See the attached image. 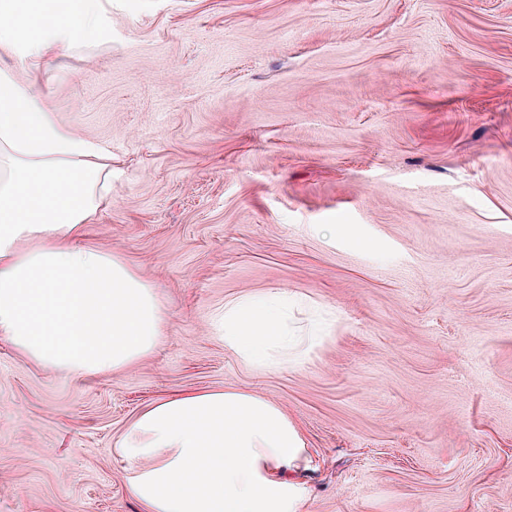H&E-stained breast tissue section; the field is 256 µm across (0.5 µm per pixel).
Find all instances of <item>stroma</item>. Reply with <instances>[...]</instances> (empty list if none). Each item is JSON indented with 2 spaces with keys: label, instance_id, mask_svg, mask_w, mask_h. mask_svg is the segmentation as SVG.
<instances>
[{
  "label": "stroma",
  "instance_id": "35a3bbf8",
  "mask_svg": "<svg viewBox=\"0 0 512 512\" xmlns=\"http://www.w3.org/2000/svg\"><path fill=\"white\" fill-rule=\"evenodd\" d=\"M95 29L37 87L111 145L89 241L167 322L85 380L0 339V512H140L124 430L227 385L302 427L308 512H512V0H101ZM260 292L335 322L252 368L212 316Z\"/></svg>",
  "mask_w": 512,
  "mask_h": 512
}]
</instances>
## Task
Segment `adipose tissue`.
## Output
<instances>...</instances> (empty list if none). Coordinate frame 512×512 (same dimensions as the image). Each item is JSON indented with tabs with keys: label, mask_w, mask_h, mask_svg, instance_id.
Instances as JSON below:
<instances>
[{
	"label": "adipose tissue",
	"mask_w": 512,
	"mask_h": 512,
	"mask_svg": "<svg viewBox=\"0 0 512 512\" xmlns=\"http://www.w3.org/2000/svg\"><path fill=\"white\" fill-rule=\"evenodd\" d=\"M95 0H0V55L28 70L95 37ZM34 80L0 68V338L42 367L82 379L128 368L162 339L154 288L89 244L112 183V151L61 124ZM292 301L246 295L213 318L225 349L266 369L305 355L314 329L288 331ZM125 487L142 512H304L291 479L308 462L297 423L234 386L155 401L123 432Z\"/></svg>",
	"instance_id": "1"
}]
</instances>
